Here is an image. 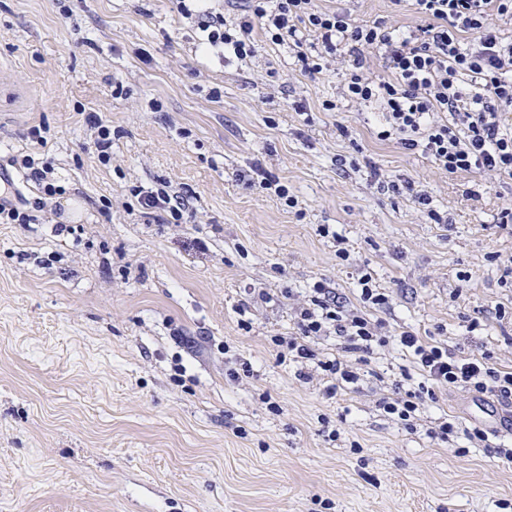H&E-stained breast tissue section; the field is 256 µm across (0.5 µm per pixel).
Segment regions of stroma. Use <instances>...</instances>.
I'll return each mask as SVG.
<instances>
[{
	"mask_svg": "<svg viewBox=\"0 0 512 512\" xmlns=\"http://www.w3.org/2000/svg\"><path fill=\"white\" fill-rule=\"evenodd\" d=\"M318 4L419 22L391 0ZM4 84L22 96L0 98V169L31 203L42 187L10 161L49 157L62 193L0 224V512H512L497 454L512 437L466 436L492 395L437 389L407 428L378 407L411 366L399 347L329 398L271 342L297 331L288 305L246 302L321 281L359 310L368 273L392 298L371 314L387 331L512 369V177L446 174L378 140L375 106L325 110L341 70L302 74L288 48L206 50L176 0H0ZM92 114L112 129L106 165ZM258 168L296 208L240 180ZM378 176L421 185L442 223ZM162 183L190 198L181 223L130 193ZM448 418L460 432L444 441Z\"/></svg>",
	"mask_w": 512,
	"mask_h": 512,
	"instance_id": "35a3bbf8",
	"label": "stroma"
}]
</instances>
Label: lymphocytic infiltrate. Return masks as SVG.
I'll list each match as a JSON object with an SVG mask.
<instances>
[{"mask_svg": "<svg viewBox=\"0 0 512 512\" xmlns=\"http://www.w3.org/2000/svg\"><path fill=\"white\" fill-rule=\"evenodd\" d=\"M420 25L402 30L385 21L353 23L347 11L320 7L316 0H242L239 19L227 23L199 9L206 48L243 60L257 52L255 30L266 40L288 46L302 72L314 74L339 63L345 68L343 97L356 105L377 104L383 120L382 141L421 150L449 174L494 172L512 176V38L502 25L512 22V0H412ZM320 47L304 49L306 40ZM379 50V70H372L370 50ZM144 214L180 220L188 199L163 189H135ZM362 309L348 308L334 289L314 283L293 300L298 332L274 337L281 355L297 363V379L309 380L308 365L327 377L328 394L359 381L358 367L375 347L390 343L411 354L420 374L433 384L490 393L512 402V371L495 367L488 354L463 356L447 344L411 331L382 334L383 323L370 310L385 308L390 297L358 280ZM336 337L340 357L321 359L315 343Z\"/></svg>", "mask_w": 512, "mask_h": 512, "instance_id": "1", "label": "lymphocytic infiltrate"}]
</instances>
